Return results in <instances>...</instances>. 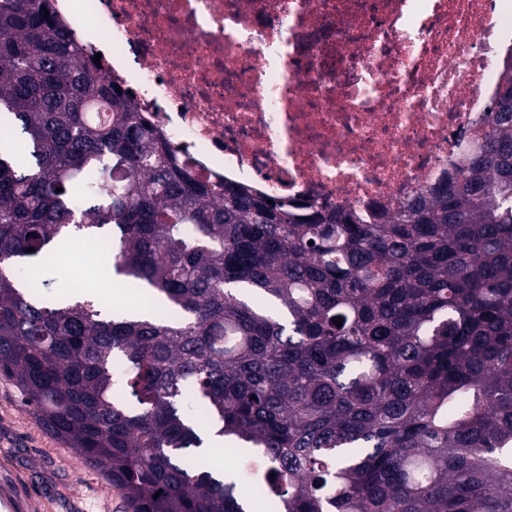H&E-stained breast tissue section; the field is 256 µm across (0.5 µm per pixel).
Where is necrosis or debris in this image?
<instances>
[{"instance_id": "4bbe7bcc", "label": "necrosis or debris", "mask_w": 512, "mask_h": 512, "mask_svg": "<svg viewBox=\"0 0 512 512\" xmlns=\"http://www.w3.org/2000/svg\"><path fill=\"white\" fill-rule=\"evenodd\" d=\"M204 181L387 214L453 175L512 55V0H50Z\"/></svg>"}]
</instances>
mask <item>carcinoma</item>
<instances>
[{
	"label": "carcinoma",
	"instance_id": "cac0c4a2",
	"mask_svg": "<svg viewBox=\"0 0 512 512\" xmlns=\"http://www.w3.org/2000/svg\"><path fill=\"white\" fill-rule=\"evenodd\" d=\"M48 2L0 0V374L46 429L131 512H512V57L453 178L300 217L181 166ZM83 240L150 311L47 294ZM209 438L212 443H214V449L212 450V453L209 457V464L211 465V461L214 458L217 457H224V463H216L212 467V471L215 473H221L229 472L231 474H240L243 468V465L245 461L247 460L246 457L241 455L236 449L234 448H227L224 449L220 448V444L224 446V437L215 436L214 434L210 433Z\"/></svg>",
	"mask_w": 512,
	"mask_h": 512
}]
</instances>
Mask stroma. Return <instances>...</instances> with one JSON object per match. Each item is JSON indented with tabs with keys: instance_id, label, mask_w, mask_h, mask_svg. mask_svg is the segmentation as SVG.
I'll return each instance as SVG.
<instances>
[{
	"instance_id": "1",
	"label": "stroma",
	"mask_w": 512,
	"mask_h": 512,
	"mask_svg": "<svg viewBox=\"0 0 512 512\" xmlns=\"http://www.w3.org/2000/svg\"><path fill=\"white\" fill-rule=\"evenodd\" d=\"M96 253L82 251L66 262L64 290L77 278L103 280L114 305L140 309L144 300L123 281L99 275ZM23 504V512H128L120 492L100 474L90 473L73 449L43 427L25 406L17 387L0 377V491Z\"/></svg>"
}]
</instances>
